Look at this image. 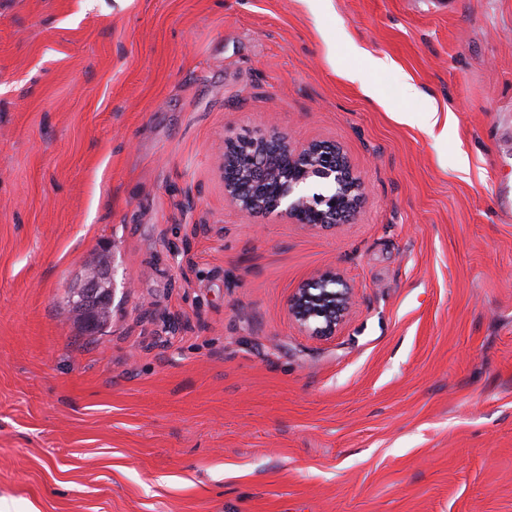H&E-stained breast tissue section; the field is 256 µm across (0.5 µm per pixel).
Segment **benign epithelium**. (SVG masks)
I'll use <instances>...</instances> for the list:
<instances>
[{
  "instance_id": "benign-epithelium-1",
  "label": "benign epithelium",
  "mask_w": 512,
  "mask_h": 512,
  "mask_svg": "<svg viewBox=\"0 0 512 512\" xmlns=\"http://www.w3.org/2000/svg\"><path fill=\"white\" fill-rule=\"evenodd\" d=\"M275 152L270 155V167L282 158L294 169L293 177L279 185L274 200L262 202V189L254 188L245 194L232 181H224V196L239 211L248 216H262L277 212L290 224H304L311 228H329L356 213L366 194L362 177L354 170L342 148L331 146L333 155L325 153L321 141L297 144L285 133L273 136ZM339 182V194L325 199L327 205L317 206L309 192L314 174ZM114 292L112 271L90 270L80 283V293L91 305ZM354 295V287L347 284L333 269L318 273L296 289L288 301V313L298 327L315 336H332L343 322Z\"/></svg>"
}]
</instances>
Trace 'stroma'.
<instances>
[{
  "label": "stroma",
  "instance_id": "1",
  "mask_svg": "<svg viewBox=\"0 0 512 512\" xmlns=\"http://www.w3.org/2000/svg\"><path fill=\"white\" fill-rule=\"evenodd\" d=\"M276 129L343 148L347 223L226 200ZM0 512H512V0H0ZM440 112V109L436 105L430 104L428 107L424 109L405 111L403 119L409 123H417L424 131H426L432 137L448 138L449 135L453 134V129L451 127L452 111L450 109H446L445 111L446 113L439 134H434L435 130L441 124L442 116ZM80 293L84 299L92 306L99 303L104 299V294L114 292V284L112 278V271L109 266L102 271H93L89 269L83 281L79 285ZM73 310L77 316L81 318L84 310L85 302L83 297L76 291L73 292ZM77 297L76 299H74ZM354 295L333 269L318 273L296 289L288 301V313L298 327L315 336H332L343 322Z\"/></svg>",
  "mask_w": 512,
  "mask_h": 512
}]
</instances>
